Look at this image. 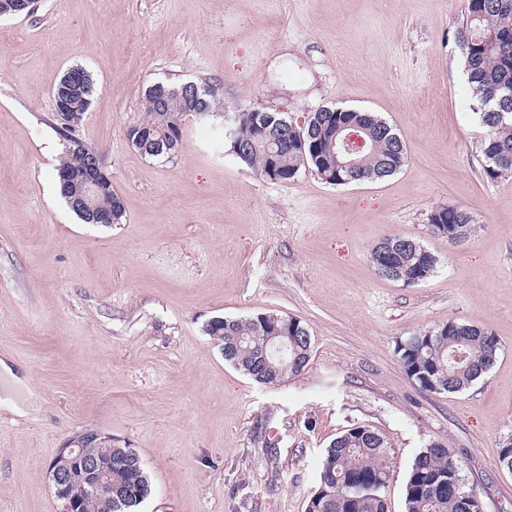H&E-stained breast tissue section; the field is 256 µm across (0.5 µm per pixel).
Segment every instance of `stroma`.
<instances>
[{
  "label": "stroma",
  "mask_w": 512,
  "mask_h": 512,
  "mask_svg": "<svg viewBox=\"0 0 512 512\" xmlns=\"http://www.w3.org/2000/svg\"><path fill=\"white\" fill-rule=\"evenodd\" d=\"M463 0H37L0 17V512H57L48 467L82 432L135 449L153 494L141 512H305L330 442L354 426L386 437L382 491L405 512L408 471L447 443L483 512H512V178L489 179L454 33ZM95 82L78 134L98 151L123 223H83L56 190L64 144L53 90L73 66ZM220 87L223 110L322 106L376 113L402 138L393 176L345 186L310 172L275 183L216 150L194 115L169 160L126 130L154 82ZM474 233L450 243L432 210ZM405 236L438 264L406 286L371 250ZM300 319L312 356L278 386L225 362L216 317ZM500 342L488 375L432 393L397 346L448 320ZM33 401L27 416L6 402ZM428 220L433 231L441 234L443 228L447 232L448 228H450L460 236L461 242L466 241L473 231L472 219L468 213L454 206L434 209L429 215ZM458 235H454L452 238L456 239Z\"/></svg>",
  "instance_id": "35a3bbf8"
}]
</instances>
